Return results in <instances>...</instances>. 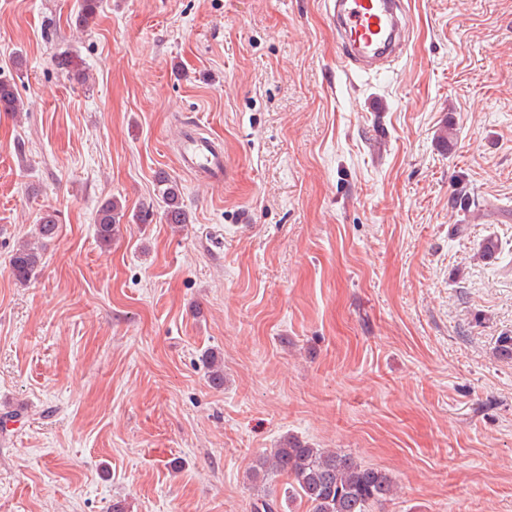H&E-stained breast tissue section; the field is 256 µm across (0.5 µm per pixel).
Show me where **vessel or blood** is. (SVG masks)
<instances>
[{"label":"vessel or blood","mask_w":512,"mask_h":512,"mask_svg":"<svg viewBox=\"0 0 512 512\" xmlns=\"http://www.w3.org/2000/svg\"><path fill=\"white\" fill-rule=\"evenodd\" d=\"M326 7L345 69H373L404 54L409 40L406 0H326ZM179 153L186 170L222 180L224 151L215 141L189 133L182 136Z\"/></svg>","instance_id":"1"}]
</instances>
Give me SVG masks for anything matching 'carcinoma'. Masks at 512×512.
<instances>
[{
  "instance_id": "1",
  "label": "carcinoma",
  "mask_w": 512,
  "mask_h": 512,
  "mask_svg": "<svg viewBox=\"0 0 512 512\" xmlns=\"http://www.w3.org/2000/svg\"><path fill=\"white\" fill-rule=\"evenodd\" d=\"M99 8L100 0H81L75 23L81 28L89 27ZM54 63L59 71L78 84L89 80L88 72L67 54L56 56ZM23 110L24 102L14 81L0 77V112L14 114ZM158 182L162 185L160 196L166 223H187L178 186L164 177ZM471 203V193L465 185L456 188L448 198V207L456 211H470ZM124 217L123 207L116 198H108L100 205L96 234L102 246L112 244ZM57 232L56 215L47 212L36 226L35 238L52 239ZM500 252L501 244L495 237L489 236L481 243L480 256L486 262L498 259ZM42 258L37 243L27 241L18 245L10 259L13 278L22 285L30 282L36 276ZM279 476L288 478L284 499L290 501L299 497L310 506V512H372L374 506L390 498L393 489L392 477L385 471L366 465L348 453L313 448L296 439H289L259 457L250 472L253 482ZM282 500L275 490L265 487L253 503V512H281Z\"/></svg>"
}]
</instances>
